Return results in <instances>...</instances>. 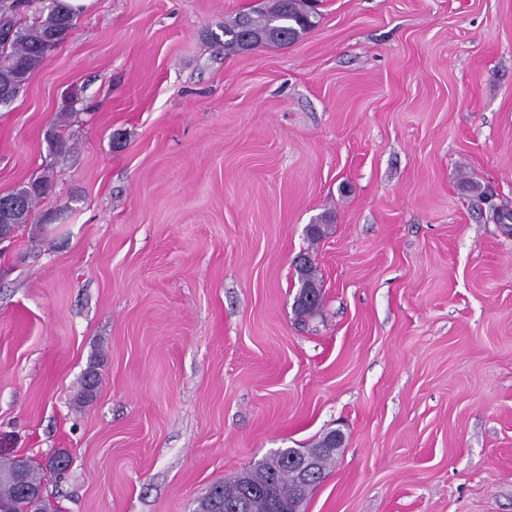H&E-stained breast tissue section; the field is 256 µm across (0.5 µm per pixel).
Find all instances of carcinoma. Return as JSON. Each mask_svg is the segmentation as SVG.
<instances>
[{"instance_id":"cac0c4a2","label":"carcinoma","mask_w":512,"mask_h":512,"mask_svg":"<svg viewBox=\"0 0 512 512\" xmlns=\"http://www.w3.org/2000/svg\"><path fill=\"white\" fill-rule=\"evenodd\" d=\"M34 11L33 22L27 24L22 14ZM76 13L65 0H0V91L15 99L26 87L35 70L45 59L43 45L52 35L59 42L67 40L74 26ZM316 26L315 11L310 0H264L255 10L240 13L224 23V52L239 53L265 45L286 46L307 36ZM50 188L45 177L17 184L10 192L0 195V203L10 204L15 210L12 229L29 223L39 200ZM471 192L488 207L498 224L512 223V208L491 201L489 188L471 183ZM296 265L298 284L317 281L316 266L307 253ZM322 296L303 302L295 300V313L300 320L313 318L321 312ZM99 382L97 367L89 365L83 375L76 402L90 403ZM335 459L325 454L318 460V468L307 484L310 494L324 478ZM21 457L0 458V473L6 479L0 482V512H52V504L44 497L37 507H31L24 488H42V477L32 465L19 469ZM21 474V481L11 479ZM274 494L283 505L282 512H292L296 495L294 466L287 462V454L279 450L270 453L254 466L227 479L214 483L204 495L196 499L195 512H225V504L241 505L240 512H267L268 494Z\"/></svg>"}]
</instances>
